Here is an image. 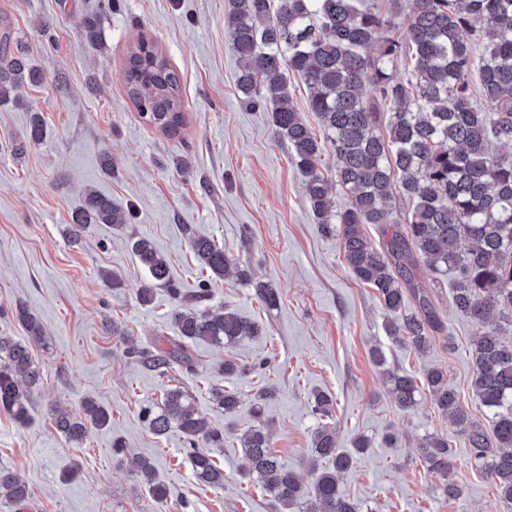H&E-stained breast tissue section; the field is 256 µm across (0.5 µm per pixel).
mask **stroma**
Instances as JSON below:
<instances>
[{"label":"stroma","instance_id":"stroma-1","mask_svg":"<svg viewBox=\"0 0 512 512\" xmlns=\"http://www.w3.org/2000/svg\"><path fill=\"white\" fill-rule=\"evenodd\" d=\"M227 0H0V32L9 31L42 80L0 101V336L25 339L17 304L34 312L44 330L31 354L42 373L30 421L21 426L0 409V468L27 482L24 503L0 497V512H280L273 498L243 470V431L255 420L254 396L273 397L264 409L273 452L304 484L316 427L329 424L338 445L357 437L373 446L356 455L340 482L359 512H512L473 463L464 435L434 407L428 392L408 410L390 398L385 367L416 378L442 369L462 406L484 421L471 387L474 327L451 304L450 283L419 267L444 331L422 353L390 336L387 313L373 288L351 275L336 237L320 233L304 194V176L290 161L263 112L242 100L238 60L228 45ZM96 22V41L85 36ZM153 42L176 71L185 127L169 137L139 118L123 69L137 38ZM44 134L28 140L32 115ZM24 145L22 155L11 147ZM111 157V171L101 167ZM132 211L124 230L91 225L81 244L65 230L85 189ZM214 239L255 280L271 282L280 304L267 310L253 286L227 272L212 305H224L262 324V336L234 347L194 346L198 371H150L130 361L126 342L176 335L178 307L166 289L142 305L144 271L131 250L145 237L165 254L173 280L193 288L201 270L182 232ZM234 360L239 371L222 374ZM236 390L234 417L211 398V387ZM190 391L224 445L210 454L224 485L196 481L183 436L154 435L141 410L161 401L166 388ZM333 398L317 414L313 395ZM106 407L103 429L79 443L58 433L50 412L80 414L85 399ZM394 435V447L383 439ZM427 435L447 438L458 498L443 495L417 451ZM125 443L112 453L113 439ZM150 460L169 489L158 508L140 481L139 460Z\"/></svg>","mask_w":512,"mask_h":512}]
</instances>
